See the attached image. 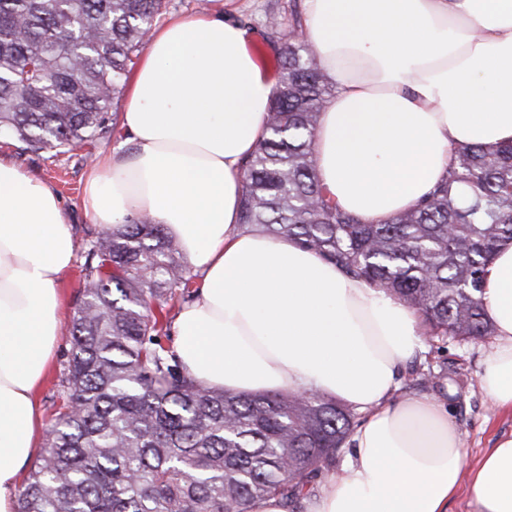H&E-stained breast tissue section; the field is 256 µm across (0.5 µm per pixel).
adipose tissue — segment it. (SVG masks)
Instances as JSON below:
<instances>
[{
  "label": "adipose tissue",
  "instance_id": "ef3b65f1",
  "mask_svg": "<svg viewBox=\"0 0 512 512\" xmlns=\"http://www.w3.org/2000/svg\"><path fill=\"white\" fill-rule=\"evenodd\" d=\"M305 38L336 91L320 113L315 174L363 223L417 205L456 150L512 143V0H304ZM249 30L218 13L153 32L121 125L133 151L91 170L84 207L110 230L149 214L198 278L172 323L173 350L203 386L244 395L314 393L364 419L338 477L307 512H512V434L473 467L435 398L397 397L422 350L419 313L288 236L239 224L240 163L266 130L276 82ZM75 244L38 176L0 155V512L40 447L37 390L63 328L59 285ZM493 328L480 385L512 413V240L484 269Z\"/></svg>",
  "mask_w": 512,
  "mask_h": 512
}]
</instances>
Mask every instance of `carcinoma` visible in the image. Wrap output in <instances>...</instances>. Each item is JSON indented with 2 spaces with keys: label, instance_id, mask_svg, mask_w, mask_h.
Wrapping results in <instances>:
<instances>
[{
  "label": "carcinoma",
  "instance_id": "cac0c4a2",
  "mask_svg": "<svg viewBox=\"0 0 512 512\" xmlns=\"http://www.w3.org/2000/svg\"><path fill=\"white\" fill-rule=\"evenodd\" d=\"M164 0H0V134L35 152L91 141ZM267 135L241 166V225L288 235L417 310L430 342L492 335L482 279L512 239V146L455 153L419 205L364 224L331 201L314 133L332 84L306 41L285 42ZM179 242L146 216L88 241L70 358L47 446L17 512H250L315 492L355 427L347 405L315 394L246 396L201 385L162 342L153 305L184 296ZM414 384L445 369L413 365Z\"/></svg>",
  "mask_w": 512,
  "mask_h": 512
}]
</instances>
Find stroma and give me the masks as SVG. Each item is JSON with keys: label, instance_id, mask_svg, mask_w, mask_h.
I'll return each mask as SVG.
<instances>
[{"label": "stroma", "instance_id": "stroma-1", "mask_svg": "<svg viewBox=\"0 0 512 512\" xmlns=\"http://www.w3.org/2000/svg\"><path fill=\"white\" fill-rule=\"evenodd\" d=\"M223 12L236 17L257 34L252 51L258 62L271 76H278V49L282 36L272 34L265 25L268 13H278L283 19L304 17V0H209L201 7L200 0H165L161 19L173 17L200 18L208 13ZM122 130L108 131L94 140L71 147L64 154L52 157L48 152H34L12 138L0 139V153L8 155L18 165L47 182L59 195L72 224L75 240V262L62 282L65 313L73 315L82 287L81 266L83 248L100 227L94 224L83 204L84 185L94 158L119 150L130 152ZM485 340L470 342L447 340L424 343L422 353L431 362L448 367L444 384L445 406L463 444L467 464L493 448L496 439L512 433V414L495 411L479 384L482 349Z\"/></svg>", "mask_w": 512, "mask_h": 512}]
</instances>
